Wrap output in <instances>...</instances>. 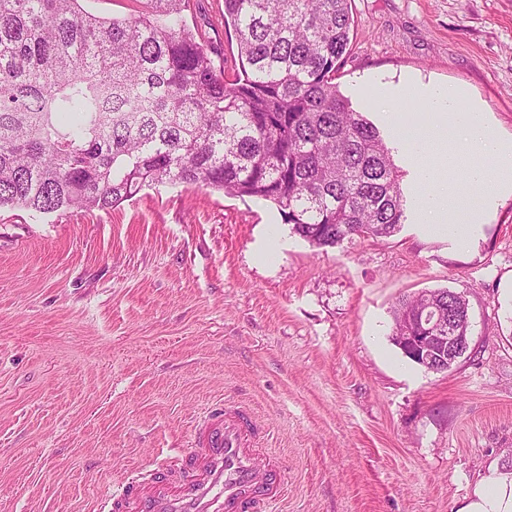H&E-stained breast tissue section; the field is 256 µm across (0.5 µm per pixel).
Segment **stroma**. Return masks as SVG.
Returning <instances> with one entry per match:
<instances>
[{"label":"stroma","instance_id":"35a3bbf8","mask_svg":"<svg viewBox=\"0 0 512 512\" xmlns=\"http://www.w3.org/2000/svg\"><path fill=\"white\" fill-rule=\"evenodd\" d=\"M336 74L400 168L401 230L319 249L277 207L198 187L119 207L0 210V512H98L133 471L175 464L216 402L247 408L281 466L278 512H459L491 465L512 469V191L466 248L420 219L415 164L374 81L464 91L512 142V0H352ZM225 75L224 0H190ZM464 294L469 350L425 371L391 341L403 294Z\"/></svg>","mask_w":512,"mask_h":512}]
</instances>
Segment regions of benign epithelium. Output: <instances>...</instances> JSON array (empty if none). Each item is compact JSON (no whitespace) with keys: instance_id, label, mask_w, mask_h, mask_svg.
I'll return each mask as SVG.
<instances>
[{"instance_id":"benign-epithelium-1","label":"benign epithelium","mask_w":512,"mask_h":512,"mask_svg":"<svg viewBox=\"0 0 512 512\" xmlns=\"http://www.w3.org/2000/svg\"><path fill=\"white\" fill-rule=\"evenodd\" d=\"M440 314V309L429 307L419 314L409 316L406 334L398 337L404 353L427 372L441 371L437 347H448V365L451 366L461 358L462 347L469 340V337L462 335L451 325L446 329L440 326Z\"/></svg>"}]
</instances>
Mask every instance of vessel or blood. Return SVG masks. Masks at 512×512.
<instances>
[{
    "instance_id": "b4317fda",
    "label": "vessel or blood",
    "mask_w": 512,
    "mask_h": 512,
    "mask_svg": "<svg viewBox=\"0 0 512 512\" xmlns=\"http://www.w3.org/2000/svg\"><path fill=\"white\" fill-rule=\"evenodd\" d=\"M249 413L208 409L180 466L138 479V512H273L281 498L275 461L260 464Z\"/></svg>"
}]
</instances>
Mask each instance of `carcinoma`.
I'll return each mask as SVG.
<instances>
[{"label": "carcinoma", "mask_w": 512, "mask_h": 512, "mask_svg": "<svg viewBox=\"0 0 512 512\" xmlns=\"http://www.w3.org/2000/svg\"><path fill=\"white\" fill-rule=\"evenodd\" d=\"M138 16L81 0H0V209L106 210L145 186L212 188L277 206L318 248L388 238L405 220L402 171L340 92L351 0H224L230 81L190 0H140ZM469 317L458 292L404 295Z\"/></svg>", "instance_id": "cac0c4a2"}]
</instances>
